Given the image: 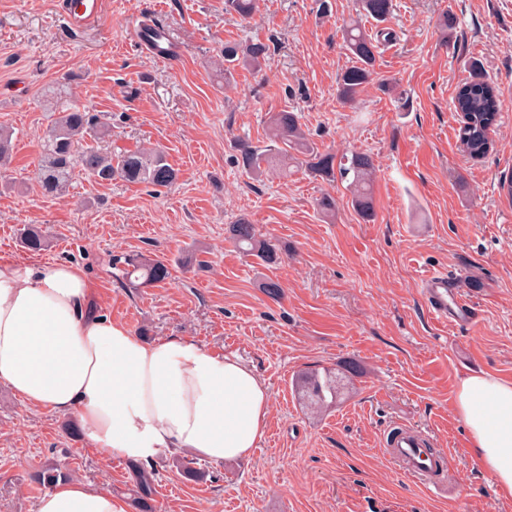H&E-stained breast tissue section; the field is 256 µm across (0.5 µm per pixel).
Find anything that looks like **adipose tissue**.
<instances>
[{
	"label": "adipose tissue",
	"instance_id": "ef3b65f1",
	"mask_svg": "<svg viewBox=\"0 0 512 512\" xmlns=\"http://www.w3.org/2000/svg\"><path fill=\"white\" fill-rule=\"evenodd\" d=\"M93 294L80 265L0 262V380L32 407L75 416L102 454L135 463L165 449L220 463L257 447L270 398L255 371L187 336H134L96 311ZM454 406L473 454L511 499L512 382L465 377ZM128 508L111 492L61 480L36 512Z\"/></svg>",
	"mask_w": 512,
	"mask_h": 512
}]
</instances>
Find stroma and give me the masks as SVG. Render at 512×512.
Listing matches in <instances>:
<instances>
[{"label": "stroma", "mask_w": 512, "mask_h": 512, "mask_svg": "<svg viewBox=\"0 0 512 512\" xmlns=\"http://www.w3.org/2000/svg\"><path fill=\"white\" fill-rule=\"evenodd\" d=\"M60 0H0V127L16 149L0 170V261L85 266L100 313L138 337L188 336L252 367L265 382L266 432L243 458L213 463L188 449L160 452L157 512H512L470 450L453 407L458 381L492 374L512 381V0H393L377 76L353 102L337 95L353 66L341 31L353 0H262L243 22L224 0H104L100 21L71 31ZM453 27L442 31V15ZM158 20L180 48L161 63L132 40L133 24ZM262 41L261 70L225 79L228 43ZM479 60L501 106L492 145L463 153L454 106ZM112 117L107 146L163 148L177 172L168 187L76 177L44 196L36 163L51 121L47 89ZM292 110L320 151L371 157L375 218L364 222L341 182L304 169L258 179L237 163L236 142L265 146L269 113ZM336 199L333 215L317 200ZM288 252L266 266L240 253L226 228L239 219ZM40 225L44 250L20 242ZM194 252L199 266L179 259ZM165 260L170 280L135 288L120 257ZM447 270L477 309L461 327L427 311L420 280ZM278 281L280 298L265 280ZM362 371L335 406L311 412L292 380L300 370ZM68 418L29 408L0 382V512H36L33 473L61 462L94 488L123 487L129 463L102 456ZM421 429L451 455L453 494H434L383 450L388 429ZM194 459L197 481L173 462Z\"/></svg>", "instance_id": "35a3bbf8"}]
</instances>
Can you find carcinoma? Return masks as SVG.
I'll list each match as a JSON object with an SVG mask.
<instances>
[{
	"label": "carcinoma",
	"instance_id": "obj_1",
	"mask_svg": "<svg viewBox=\"0 0 512 512\" xmlns=\"http://www.w3.org/2000/svg\"><path fill=\"white\" fill-rule=\"evenodd\" d=\"M360 14L378 23L384 22L393 7L392 0H357ZM260 8V0H224V10L236 14L241 20L251 19ZM346 49L356 59V64L345 70L338 82L339 98L345 102L354 99L363 85L376 74L378 45L354 21L342 31ZM269 54V45L261 41L244 46L226 44L224 80L233 76L236 67L247 65L260 67ZM456 109L466 114L467 120L458 130V140L471 157H481L488 152V129L496 121L499 102L494 87L481 72L479 63L471 64V75L459 87L455 95ZM57 113L46 131L36 179L46 196L63 194L78 174L98 183H110L121 179L129 183H145L155 187H167L177 179V171L168 163L165 154L157 149H138L112 154L102 147V142L112 132V123L105 114L57 98L50 106ZM270 146L260 149L249 143L238 144L242 167L258 179L272 172L288 175V161L305 166L311 173L327 180L347 183L350 203L357 215L365 221L374 215L370 190L373 169L371 158L354 152L336 158L322 153L304 135L298 115L286 109L271 113L269 117ZM229 239L242 252L253 255L267 265L281 260V248L258 234L255 225L245 219L228 228ZM22 246L33 252L46 247L47 238L41 228L30 224L21 233ZM125 278L145 285L162 283L170 276L164 261L143 254L124 256ZM336 373L329 369H311L301 373L296 386L310 405L321 409L336 402L338 386ZM131 472L134 512H155L154 493L156 470L144 464L129 465ZM67 472L55 463L43 467L34 475V481L50 487Z\"/></svg>",
	"mask_w": 512,
	"mask_h": 512
}]
</instances>
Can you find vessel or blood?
Instances as JSON below:
<instances>
[{
    "instance_id": "b4317fda",
    "label": "vessel or blood",
    "mask_w": 512,
    "mask_h": 512,
    "mask_svg": "<svg viewBox=\"0 0 512 512\" xmlns=\"http://www.w3.org/2000/svg\"><path fill=\"white\" fill-rule=\"evenodd\" d=\"M103 0H67L66 20L71 29L79 30L99 19ZM134 41L150 55L162 60H173L180 53L161 23L137 24L132 28ZM424 303L436 319L449 325H463L474 317L470 299L462 294L455 278L444 271H432L421 281ZM429 438L411 426H395L385 443V451L403 471L422 482L429 489H442L450 458L428 448Z\"/></svg>"
}]
</instances>
